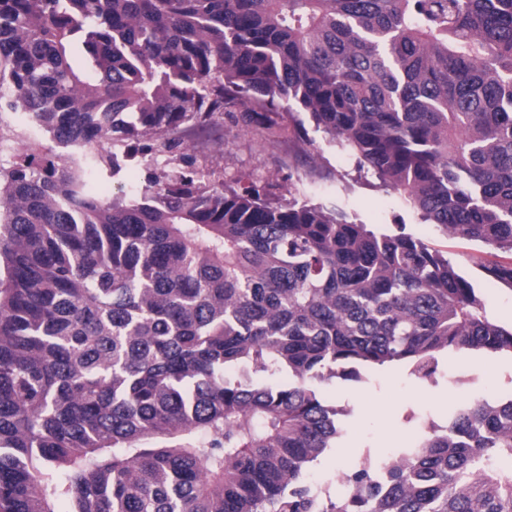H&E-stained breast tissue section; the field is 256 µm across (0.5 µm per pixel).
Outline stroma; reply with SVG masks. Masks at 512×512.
<instances>
[{
  "instance_id": "obj_1",
  "label": "stroma",
  "mask_w": 512,
  "mask_h": 512,
  "mask_svg": "<svg viewBox=\"0 0 512 512\" xmlns=\"http://www.w3.org/2000/svg\"><path fill=\"white\" fill-rule=\"evenodd\" d=\"M301 118V113L280 110L283 131L270 136L238 125L225 114L206 131L184 125L177 137L203 169L204 184L217 187L236 180L241 188L253 186L271 197L323 204L374 231L404 232L447 252L458 274L485 298L490 316L512 324V293L488 282L476 265L477 260L492 258L507 264L512 255L490 254L481 243L447 237L437 226L422 223L397 192L382 186L372 172L358 170L355 156L335 149L322 132L311 128L306 137H299L296 125ZM43 139L17 114L0 112V155L21 159ZM441 367V376L432 383L410 375L407 366L392 364L371 370L363 382L323 387L327 401L351 413L342 447L323 459L316 480H336L358 459L379 458L405 447L418 434L416 416L429 415L443 424L449 411L475 396L512 395L510 356L451 353L442 357Z\"/></svg>"
}]
</instances>
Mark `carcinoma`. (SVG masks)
<instances>
[{"label":"carcinoma","instance_id":"carcinoma-1","mask_svg":"<svg viewBox=\"0 0 512 512\" xmlns=\"http://www.w3.org/2000/svg\"><path fill=\"white\" fill-rule=\"evenodd\" d=\"M278 99L512 254V0H0V102L49 141L0 163V512H512V397L309 481L350 415L321 386L512 356L447 255L191 170L102 194L181 125L240 103L270 128Z\"/></svg>","mask_w":512,"mask_h":512}]
</instances>
